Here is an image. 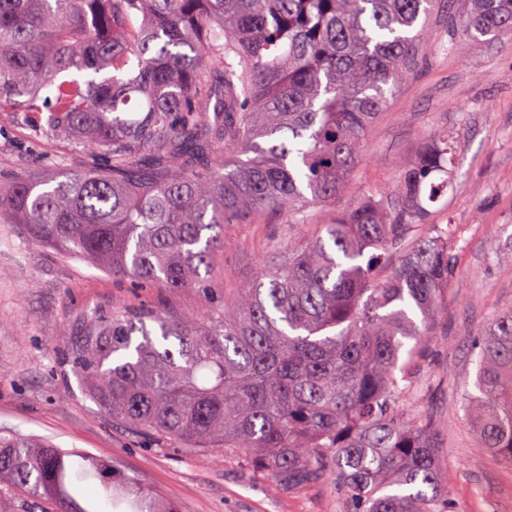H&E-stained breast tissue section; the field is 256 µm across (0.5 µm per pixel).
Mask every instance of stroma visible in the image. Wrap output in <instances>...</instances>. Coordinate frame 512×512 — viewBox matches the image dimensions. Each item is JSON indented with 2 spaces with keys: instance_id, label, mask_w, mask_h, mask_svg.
<instances>
[{
  "instance_id": "35a3bbf8",
  "label": "stroma",
  "mask_w": 512,
  "mask_h": 512,
  "mask_svg": "<svg viewBox=\"0 0 512 512\" xmlns=\"http://www.w3.org/2000/svg\"><path fill=\"white\" fill-rule=\"evenodd\" d=\"M447 7L427 21L430 39L413 78L397 89L371 127L351 175L352 194L385 195L417 154L424 132L458 135L456 175L436 223L453 222L459 275L445 297L430 345L415 366L420 411L433 415L447 512H512V464L479 445L459 402L473 376L470 344L512 306V39L481 37L459 46ZM34 123L0 115V173H43L83 157L65 141L38 139ZM350 197L288 226L265 215L227 230L201 286L140 285L0 223V434L39 438L106 463L113 483L130 481L178 512H343L332 484L288 488L249 470L233 450H202L112 418L90 396L76 364L86 315H167L202 319L246 288L289 239L311 236Z\"/></svg>"
}]
</instances>
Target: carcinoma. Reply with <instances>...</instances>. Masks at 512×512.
<instances>
[{
	"mask_svg": "<svg viewBox=\"0 0 512 512\" xmlns=\"http://www.w3.org/2000/svg\"><path fill=\"white\" fill-rule=\"evenodd\" d=\"M436 0H0V112L84 166L13 173L0 219L112 273L192 288L271 214L306 224L350 188L369 127L413 73ZM462 39L512 34V0H468ZM454 133L425 135L395 190L356 198L206 323L86 317L77 366L112 417L202 449H234L284 486L329 479L345 512H443L448 475L413 365L456 276ZM247 159H241V156ZM153 325H148L147 321ZM462 407L512 464V307L474 343ZM66 451L0 436L13 491L87 512ZM132 512H176L132 486Z\"/></svg>",
	"mask_w": 512,
	"mask_h": 512,
	"instance_id": "obj_1",
	"label": "carcinoma"
}]
</instances>
